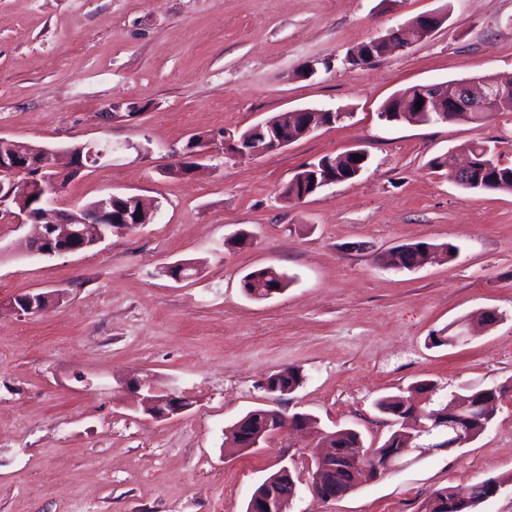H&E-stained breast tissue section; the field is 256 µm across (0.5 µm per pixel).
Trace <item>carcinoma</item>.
I'll return each instance as SVG.
<instances>
[{
    "label": "carcinoma",
    "mask_w": 512,
    "mask_h": 512,
    "mask_svg": "<svg viewBox=\"0 0 512 512\" xmlns=\"http://www.w3.org/2000/svg\"><path fill=\"white\" fill-rule=\"evenodd\" d=\"M419 98V86L412 85L399 90L382 106L379 116H402L403 120L411 123L429 124L433 122L432 113L420 112L414 109V103ZM465 150L472 159L473 170L470 178L463 188L478 191L512 192V165L504 164L495 152V148L486 143H472L465 146ZM314 165L318 168L330 170L341 176L343 180L353 179L355 173L354 157L349 154L326 155ZM312 170L298 171L286 186L283 195L288 200L299 199L315 193L313 188ZM435 245L426 242L403 244L393 247L387 255L388 268L395 271H411L429 262ZM290 284V277L275 267H264L247 274L243 279L244 292L253 299H264L272 289L285 290ZM303 381L300 369L289 367L270 375L261 383L268 393L285 394L294 391ZM512 389L506 386L493 388H467L464 392L452 396L447 404L436 409H430L425 415L418 417L411 412L413 395H392L379 399L376 403L378 411L393 421L395 429L375 452L381 455L392 454L404 447L409 441L419 438L442 423L448 421L449 413L456 410L458 417L462 418L468 437L472 441L480 436L486 426L491 424L493 416H483L485 404L491 400H498ZM268 410L258 408L248 412L245 416L231 425L228 432L231 434L237 448L242 450L255 443L264 444L271 437L273 426L269 425ZM318 441L327 443L329 448H344L354 450L363 447L360 433L352 429H339L316 431ZM329 464L334 466L336 481L347 483L353 479V472L358 461L354 457L333 456ZM269 485H261L254 495H265L272 491L285 502L292 501L296 495V484L282 471L273 473L269 478ZM486 482L472 486L470 500L453 509L449 508L454 498V487L448 485L436 490L431 497L425 500L420 512H477V508L485 502Z\"/></svg>",
    "instance_id": "obj_1"
}]
</instances>
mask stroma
<instances>
[{
  "label": "stroma",
  "mask_w": 512,
  "mask_h": 512,
  "mask_svg": "<svg viewBox=\"0 0 512 512\" xmlns=\"http://www.w3.org/2000/svg\"><path fill=\"white\" fill-rule=\"evenodd\" d=\"M436 13L428 37L363 67L347 52ZM512 72V0H0V137L112 152L70 178L58 208L137 195L154 220L91 250L30 254L34 225L0 215V512H245L281 466L299 487L288 512H419L435 490L512 475V390L490 427L447 450L446 427L393 468L328 503L308 488L305 438L275 434L233 452L225 432L278 407L351 428L369 448L391 433L378 398L434 385L512 387V193L466 190L429 160L474 142L512 163V113L481 123H387L398 90ZM344 117L260 158L216 153L168 176L190 137L237 133L282 112ZM365 150L357 178L302 200L282 192L302 166ZM245 244H234L238 232ZM457 247L412 271L380 252ZM199 264L175 281L165 269ZM273 266L290 285L247 297L243 277ZM64 291L37 314L15 297ZM501 319L480 325L483 311ZM470 324L466 343L434 331ZM302 384L274 400L272 373ZM184 397L154 419L130 378ZM303 381V375L299 368L288 367L270 375L261 383V387L267 393L285 394L294 391Z\"/></svg>",
  "instance_id": "stroma-1"
}]
</instances>
